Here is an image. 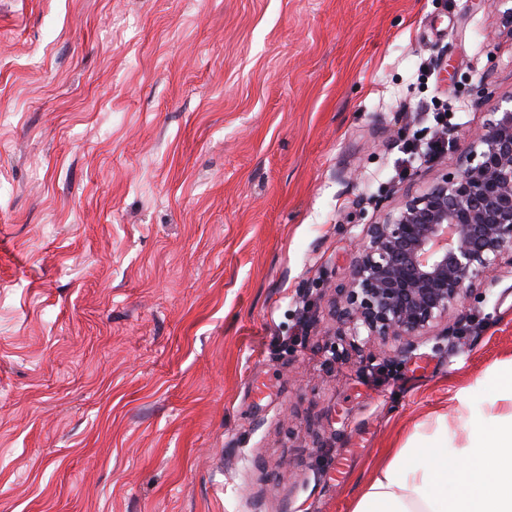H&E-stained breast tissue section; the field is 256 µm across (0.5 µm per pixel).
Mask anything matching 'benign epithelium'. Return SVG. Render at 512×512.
I'll return each mask as SVG.
<instances>
[{
    "instance_id": "1",
    "label": "benign epithelium",
    "mask_w": 512,
    "mask_h": 512,
    "mask_svg": "<svg viewBox=\"0 0 512 512\" xmlns=\"http://www.w3.org/2000/svg\"><path fill=\"white\" fill-rule=\"evenodd\" d=\"M470 138L456 174L367 225L336 300L352 336L393 339L401 356L428 336H458L463 318L448 323L451 311L484 296L503 259L512 265V95Z\"/></svg>"
}]
</instances>
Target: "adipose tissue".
<instances>
[{
    "mask_svg": "<svg viewBox=\"0 0 512 512\" xmlns=\"http://www.w3.org/2000/svg\"><path fill=\"white\" fill-rule=\"evenodd\" d=\"M463 448L395 449L351 512H512V413L470 423Z\"/></svg>",
    "mask_w": 512,
    "mask_h": 512,
    "instance_id": "1",
    "label": "adipose tissue"
}]
</instances>
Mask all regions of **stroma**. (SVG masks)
I'll return each instance as SVG.
<instances>
[{
	"mask_svg": "<svg viewBox=\"0 0 512 512\" xmlns=\"http://www.w3.org/2000/svg\"><path fill=\"white\" fill-rule=\"evenodd\" d=\"M511 8L0 0V512H350L503 411L512 267L407 358L330 300L512 95ZM433 99L456 140L398 178Z\"/></svg>",
	"mask_w": 512,
	"mask_h": 512,
	"instance_id": "1",
	"label": "stroma"
}]
</instances>
